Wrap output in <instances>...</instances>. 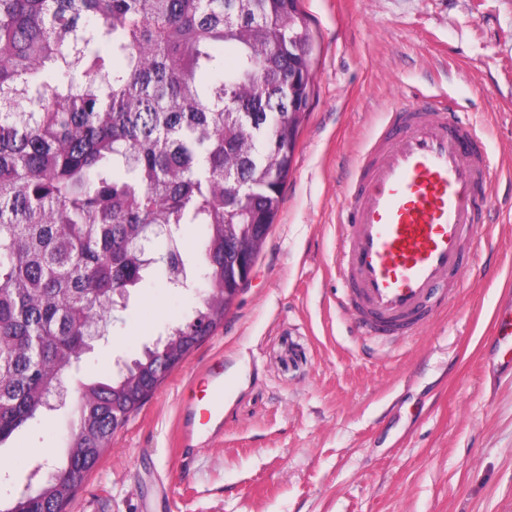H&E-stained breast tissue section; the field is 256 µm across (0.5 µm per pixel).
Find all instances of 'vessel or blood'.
<instances>
[{"instance_id":"obj_1","label":"vessel or blood","mask_w":512,"mask_h":512,"mask_svg":"<svg viewBox=\"0 0 512 512\" xmlns=\"http://www.w3.org/2000/svg\"><path fill=\"white\" fill-rule=\"evenodd\" d=\"M495 179L481 133L464 113L431 101L396 102L348 189L336 251L343 303L359 335L409 338L442 311L473 253ZM494 339L512 337V302L496 308ZM185 445L224 414V367L193 384Z\"/></svg>"}]
</instances>
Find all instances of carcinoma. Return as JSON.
Segmentation results:
<instances>
[{
	"instance_id": "carcinoma-1",
	"label": "carcinoma",
	"mask_w": 512,
	"mask_h": 512,
	"mask_svg": "<svg viewBox=\"0 0 512 512\" xmlns=\"http://www.w3.org/2000/svg\"><path fill=\"white\" fill-rule=\"evenodd\" d=\"M299 0H0V445L81 370L112 291L148 272L199 303L106 381L76 384L62 462L11 512H67L119 423L224 325V225L268 233L309 85ZM235 51L228 67L215 52ZM204 227L200 253L179 247Z\"/></svg>"
}]
</instances>
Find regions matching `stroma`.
I'll use <instances>...</instances> for the list:
<instances>
[{
    "instance_id": "stroma-1",
    "label": "stroma",
    "mask_w": 512,
    "mask_h": 512,
    "mask_svg": "<svg viewBox=\"0 0 512 512\" xmlns=\"http://www.w3.org/2000/svg\"><path fill=\"white\" fill-rule=\"evenodd\" d=\"M314 96L251 279L203 341L117 430L68 512H512V372L490 370L495 308L512 290V0H302ZM447 98L486 140L492 221L434 322L383 345L339 306L334 257L355 167L390 105ZM195 304L130 289L82 376L110 377ZM223 361L221 434L179 444L180 406ZM71 408L0 446V512L29 462L62 457Z\"/></svg>"
}]
</instances>
